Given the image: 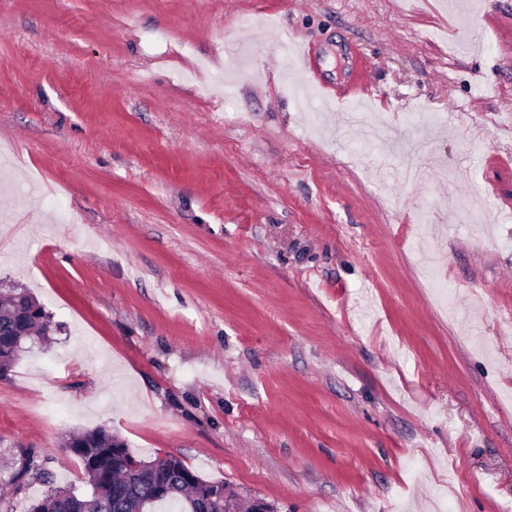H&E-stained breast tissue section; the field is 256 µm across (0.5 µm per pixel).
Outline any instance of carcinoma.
Returning <instances> with one entry per match:
<instances>
[{
    "label": "carcinoma",
    "mask_w": 512,
    "mask_h": 512,
    "mask_svg": "<svg viewBox=\"0 0 512 512\" xmlns=\"http://www.w3.org/2000/svg\"><path fill=\"white\" fill-rule=\"evenodd\" d=\"M50 316L22 288L0 291V371L15 361L26 341L46 338ZM83 444L90 455L102 460L98 468L84 467L91 492L49 487L44 497L53 500L56 512H224V500L209 497L213 483L201 480L181 459L168 456L169 465L133 456L125 443L111 432L98 428L69 439L67 448ZM48 476L33 453L21 451L19 468L11 484L18 493L28 484L45 483Z\"/></svg>",
    "instance_id": "1"
}]
</instances>
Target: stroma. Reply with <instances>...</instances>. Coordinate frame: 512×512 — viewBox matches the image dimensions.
<instances>
[{"label":"stroma","mask_w":512,"mask_h":512,"mask_svg":"<svg viewBox=\"0 0 512 512\" xmlns=\"http://www.w3.org/2000/svg\"><path fill=\"white\" fill-rule=\"evenodd\" d=\"M0 155L52 322L0 486L101 427L275 512H512V0H0Z\"/></svg>","instance_id":"1"}]
</instances>
